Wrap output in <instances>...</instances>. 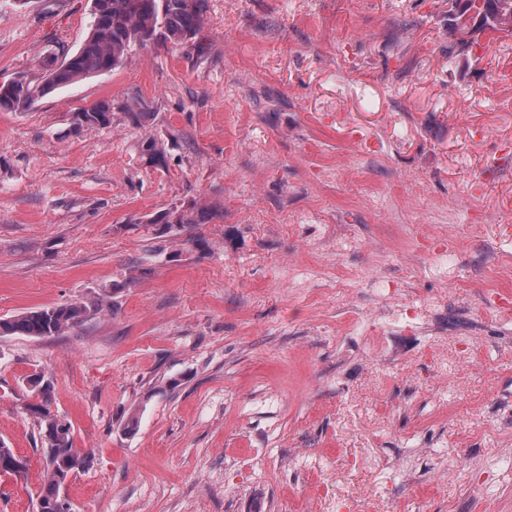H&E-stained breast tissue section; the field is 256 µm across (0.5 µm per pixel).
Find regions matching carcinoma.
I'll return each mask as SVG.
<instances>
[{"label":"carcinoma","mask_w":512,"mask_h":512,"mask_svg":"<svg viewBox=\"0 0 512 512\" xmlns=\"http://www.w3.org/2000/svg\"><path fill=\"white\" fill-rule=\"evenodd\" d=\"M96 9L82 47L59 66L46 70L34 84L25 75L0 84V111L21 112L54 90L79 80L104 75L124 66L136 46L162 37L173 44L194 39L204 25L205 0H95ZM481 27H475V21ZM512 36V0H453L448 10V57L468 58L483 49L480 35ZM112 123V106L98 102L71 117L76 132L88 126ZM223 217L222 211L189 202L164 212L160 223L168 229L189 224H208ZM87 307L77 303L27 311L12 320H0V335L31 337L60 335L83 321ZM31 412L40 419L47 459L37 512H69L62 507L60 488L69 476L82 469L86 456L73 447L71 425L52 413L47 404ZM14 450L0 443V472L19 476L25 467Z\"/></svg>","instance_id":"cac0c4a2"}]
</instances>
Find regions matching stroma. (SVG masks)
<instances>
[{"label":"stroma","instance_id":"obj_1","mask_svg":"<svg viewBox=\"0 0 512 512\" xmlns=\"http://www.w3.org/2000/svg\"><path fill=\"white\" fill-rule=\"evenodd\" d=\"M449 8L206 0L196 43L0 112V319L106 299L0 336V512H36L41 401L71 512H512V36L449 59ZM90 9L0 0V83ZM194 199L222 218L152 225ZM112 123V106L107 102H98L89 108L74 112L71 117L72 129L79 132L84 127H106ZM87 307L77 303L27 311L12 320H0V335L31 337L60 335L83 321ZM31 412L40 419L47 448L44 479L37 499V512H69V507H62L60 488L69 476L84 467L86 456L73 447L70 423L53 414L46 402L34 405Z\"/></svg>","mask_w":512,"mask_h":512}]
</instances>
